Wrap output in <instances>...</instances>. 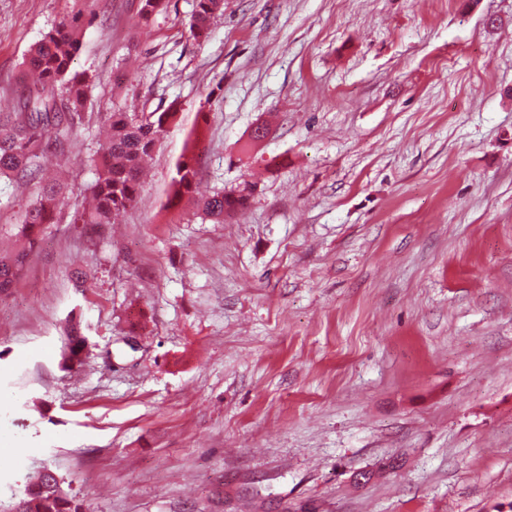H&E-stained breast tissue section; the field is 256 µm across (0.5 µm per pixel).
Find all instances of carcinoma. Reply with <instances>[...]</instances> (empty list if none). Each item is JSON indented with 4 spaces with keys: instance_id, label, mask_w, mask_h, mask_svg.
I'll return each mask as SVG.
<instances>
[{
    "instance_id": "cac0c4a2",
    "label": "carcinoma",
    "mask_w": 512,
    "mask_h": 512,
    "mask_svg": "<svg viewBox=\"0 0 512 512\" xmlns=\"http://www.w3.org/2000/svg\"><path fill=\"white\" fill-rule=\"evenodd\" d=\"M166 4L167 0H139L138 13L147 23L162 13ZM223 13L224 0H195L190 37L196 41L207 37L212 21ZM82 16L80 8L61 16L28 51L23 74L33 81L13 111L0 112V179H35L40 172L38 161L64 154L71 142L90 87L86 75L71 71L81 48ZM178 111L173 102L161 112H113L106 117L107 137L94 159L95 179L87 186L91 207L74 211L72 223L103 231L136 203L143 162L176 121ZM197 176L196 155L184 154L173 177L174 196L191 193ZM255 187L256 183L245 180L236 190L218 192L199 204L215 223L222 224L245 204ZM66 193L63 183L47 185L21 212L20 223L0 225V238L13 241L11 250L0 249V293L23 275L29 254L56 223ZM60 485L57 476L38 474L30 482L19 512H81L80 505L64 495Z\"/></svg>"
}]
</instances>
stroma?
<instances>
[{
  "instance_id": "obj_1",
  "label": "stroma",
  "mask_w": 512,
  "mask_h": 512,
  "mask_svg": "<svg viewBox=\"0 0 512 512\" xmlns=\"http://www.w3.org/2000/svg\"><path fill=\"white\" fill-rule=\"evenodd\" d=\"M137 4L81 20L61 220L0 294V512L46 468L83 512H512V0H224L200 44ZM73 7L0 0V112ZM174 100L135 206L72 223L106 115ZM190 149L256 183L224 223ZM198 176L197 160L194 153H186L177 163L173 177L174 197H182L193 191Z\"/></svg>"
}]
</instances>
